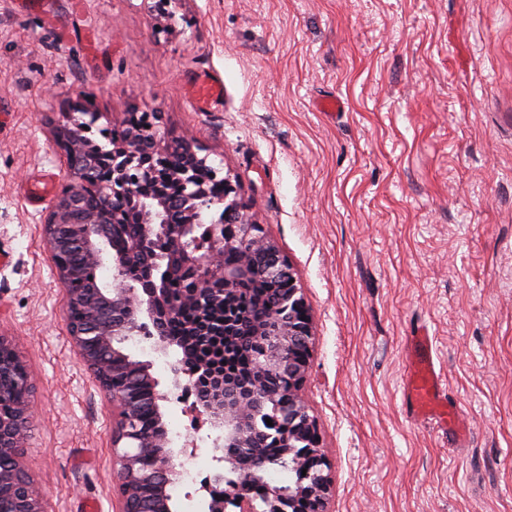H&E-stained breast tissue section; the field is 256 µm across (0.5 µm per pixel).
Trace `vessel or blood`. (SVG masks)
Here are the masks:
<instances>
[{
	"label": "vessel or blood",
	"mask_w": 512,
	"mask_h": 512,
	"mask_svg": "<svg viewBox=\"0 0 512 512\" xmlns=\"http://www.w3.org/2000/svg\"><path fill=\"white\" fill-rule=\"evenodd\" d=\"M194 95L198 106L205 108L223 98L224 86L203 74L196 81ZM411 347L413 359L405 394L415 414L428 417L441 425L458 420L456 407L449 404L443 394V380L432 358L431 337L414 335Z\"/></svg>",
	"instance_id": "b4317fda"
}]
</instances>
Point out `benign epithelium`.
<instances>
[{
	"instance_id": "1",
	"label": "benign epithelium",
	"mask_w": 512,
	"mask_h": 512,
	"mask_svg": "<svg viewBox=\"0 0 512 512\" xmlns=\"http://www.w3.org/2000/svg\"><path fill=\"white\" fill-rule=\"evenodd\" d=\"M77 112H85L80 103L54 127L55 142L64 152L72 174L44 220V235L54 259L71 246L80 245L95 265L112 266V284L100 283L80 295L69 288L75 277L71 266L58 262L56 272L64 288L66 306L80 305V313L68 314L73 344L84 365L103 390L109 392L112 408L116 410L112 447L122 449L117 512H172L166 488L171 484L174 467L168 453L157 460L155 477L161 488L154 508L145 509L135 495V487L141 482L139 458L152 451L154 442L134 424L132 397L110 389L99 351L104 347L112 350V372L127 366L134 368L154 390V400L166 398L157 391L148 365L130 360L116 347V342L121 336H145L154 340L157 351L167 352L171 343L165 334V321L174 315V309L167 301L166 289L158 287L155 266L146 267L145 276L135 283L124 277L127 254L112 251L108 244L112 215L130 204L136 205L142 228L132 250L150 252L155 258L163 254L175 259L178 274L205 294L213 282H221L226 307L234 302L241 281L259 273L291 280L294 273L288 259L263 234L262 225L249 219L237 185L216 169L211 170V177L221 183L222 192L209 195L208 180L199 177L207 159L198 156L193 147H188L186 162L177 173L181 187L177 198L168 199L159 192L143 193L146 184L160 182L154 177L155 162L168 150L158 144L152 132L153 115L142 114L139 127L105 149L86 138V123L76 118ZM101 164L110 168L112 179L91 196L87 188L98 182L95 172ZM256 249L264 254L260 267L251 259ZM229 250L237 253V262L224 260ZM255 335L261 339L262 350L253 383L240 386L223 377L216 378L196 395L210 427L218 431L214 451L219 456L215 461L224 464L208 487L206 512H223L227 499L234 500L240 512H251L253 483L228 481L224 473L235 471L243 459L254 475L264 469V457L252 451L254 443L263 436L256 420L276 403V393L267 386L266 376L282 370L288 371L289 386L288 403L281 410L285 423L278 445L284 461L296 471V480L286 488L266 487L267 512H327L331 494L329 464L321 448L318 425L301 397L313 355V321L297 284L270 304L264 319L255 325ZM32 418L28 402L19 407L15 416L0 417V452L17 447L21 430L31 431ZM1 496L13 500L14 512H45L47 494L21 464L10 472H0Z\"/></svg>"
}]
</instances>
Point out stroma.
I'll return each instance as SVG.
<instances>
[{"label":"stroma","mask_w":512,"mask_h":512,"mask_svg":"<svg viewBox=\"0 0 512 512\" xmlns=\"http://www.w3.org/2000/svg\"><path fill=\"white\" fill-rule=\"evenodd\" d=\"M202 71L224 84L205 111ZM78 99L99 144L159 113L161 144L200 148L288 257L329 512H512V0H0V336L35 383L22 462L47 512H115L112 401L69 335L53 198L30 191L68 182L53 129ZM420 326L464 436L405 398ZM123 348L172 391L177 349ZM159 411L211 459L190 407Z\"/></svg>","instance_id":"obj_1"}]
</instances>
